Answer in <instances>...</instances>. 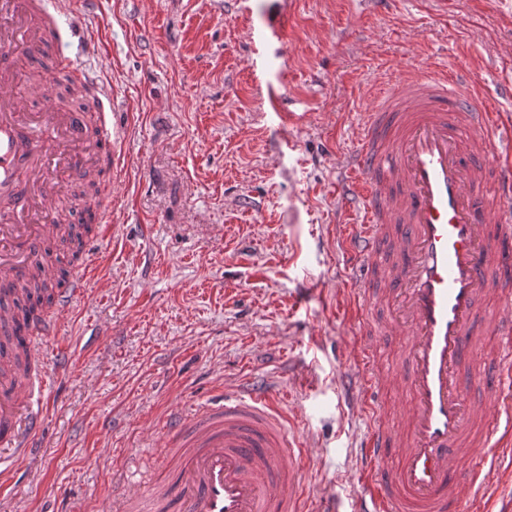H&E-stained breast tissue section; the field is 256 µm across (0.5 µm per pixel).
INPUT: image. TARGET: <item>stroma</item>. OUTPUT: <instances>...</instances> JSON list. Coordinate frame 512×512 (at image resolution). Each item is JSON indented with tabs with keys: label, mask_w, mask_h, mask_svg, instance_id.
<instances>
[{
	"label": "stroma",
	"mask_w": 512,
	"mask_h": 512,
	"mask_svg": "<svg viewBox=\"0 0 512 512\" xmlns=\"http://www.w3.org/2000/svg\"><path fill=\"white\" fill-rule=\"evenodd\" d=\"M78 61L122 128L112 236L86 298L39 340L52 377L38 446L0 512H114L112 473L171 477V416L242 381L286 398L314 508L351 512L369 424L341 365V158L411 58L512 77V0H84ZM304 113L299 125L280 118Z\"/></svg>",
	"instance_id": "1"
}]
</instances>
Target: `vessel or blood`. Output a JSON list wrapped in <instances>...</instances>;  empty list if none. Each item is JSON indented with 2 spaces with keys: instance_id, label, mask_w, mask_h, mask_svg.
Segmentation results:
<instances>
[{
  "instance_id": "1",
  "label": "vessel or blood",
  "mask_w": 512,
  "mask_h": 512,
  "mask_svg": "<svg viewBox=\"0 0 512 512\" xmlns=\"http://www.w3.org/2000/svg\"><path fill=\"white\" fill-rule=\"evenodd\" d=\"M52 0H0V452L22 461L38 440L48 375L37 340L61 333V313L86 295L82 274L56 291V311L23 318L18 289L57 230L66 181L111 167L118 134L103 112H68L26 87L47 44L59 77L90 73L60 35ZM469 65L414 60L363 113L338 192L356 217L343 253L352 270L347 316L377 336H401V371L375 344L350 361L360 410L354 512H473L512 476V115L480 98ZM493 336L496 378L473 365ZM281 397L225 393L169 424L173 480L128 492L120 512H309Z\"/></svg>"
}]
</instances>
